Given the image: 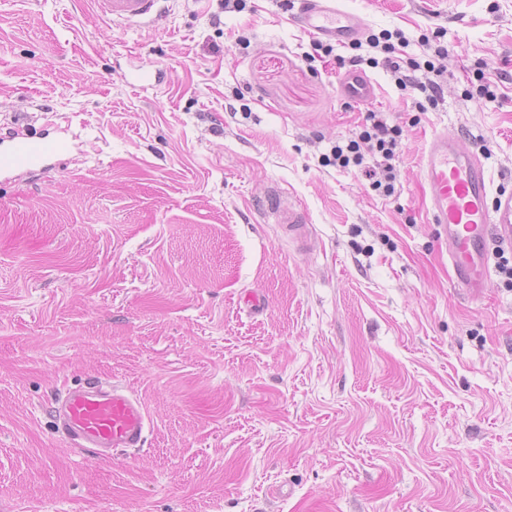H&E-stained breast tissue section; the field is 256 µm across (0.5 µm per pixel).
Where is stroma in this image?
I'll use <instances>...</instances> for the list:
<instances>
[{
    "instance_id": "obj_1",
    "label": "stroma",
    "mask_w": 512,
    "mask_h": 512,
    "mask_svg": "<svg viewBox=\"0 0 512 512\" xmlns=\"http://www.w3.org/2000/svg\"><path fill=\"white\" fill-rule=\"evenodd\" d=\"M339 3L409 57L446 30L442 104L379 67L347 103L352 47L313 57L272 0L141 27L0 0V135L72 145L0 174V512H512V288L454 286L420 176L445 131L512 191V0ZM479 70L495 101L470 99ZM371 109L404 129L387 199L322 163ZM270 187L312 249L264 216ZM90 378L143 401L144 448L60 436L55 395ZM340 96L350 102L364 103L375 95V83L368 76L358 71H346L336 77Z\"/></svg>"
}]
</instances>
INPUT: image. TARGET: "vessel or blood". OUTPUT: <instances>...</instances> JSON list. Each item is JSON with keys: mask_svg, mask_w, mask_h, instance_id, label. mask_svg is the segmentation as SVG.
I'll use <instances>...</instances> for the list:
<instances>
[{"mask_svg": "<svg viewBox=\"0 0 512 512\" xmlns=\"http://www.w3.org/2000/svg\"><path fill=\"white\" fill-rule=\"evenodd\" d=\"M165 0H95L98 13L111 22L128 25L159 20ZM291 21L320 39L345 45L360 39L364 29L338 0H299ZM340 96L364 103L375 95V83L358 71L336 77ZM9 152L0 154V171L29 168L64 153L63 140L10 136ZM423 181L429 191L430 221L441 225L448 238V258L458 287L469 292L486 288L490 276L491 240L512 245V193H491V177L481 152L460 146L447 133L430 140L422 161ZM269 212L278 216L300 243L311 233L304 210L272 195ZM59 431L72 447L111 458L115 449L143 447L148 417L141 399L112 382L92 381L66 390L54 399Z\"/></svg>", "mask_w": 512, "mask_h": 512, "instance_id": "1", "label": "vessel or blood"}]
</instances>
